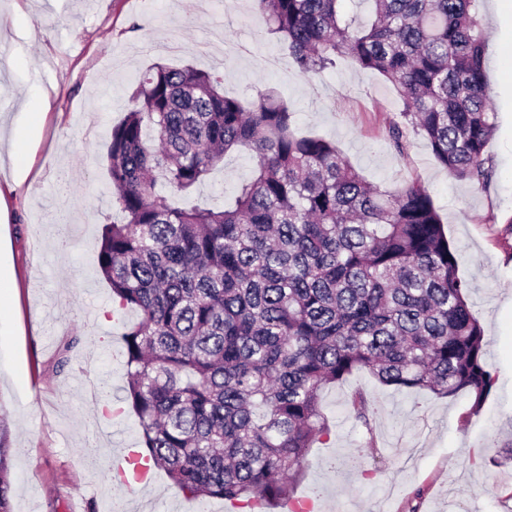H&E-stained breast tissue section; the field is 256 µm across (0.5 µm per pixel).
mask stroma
Listing matches in <instances>:
<instances>
[{
	"instance_id": "1",
	"label": "stroma",
	"mask_w": 512,
	"mask_h": 512,
	"mask_svg": "<svg viewBox=\"0 0 512 512\" xmlns=\"http://www.w3.org/2000/svg\"><path fill=\"white\" fill-rule=\"evenodd\" d=\"M486 71L496 131L486 156L492 177L481 188L448 174L427 141L410 134L405 154L388 138L398 116L392 86L337 58L305 77L253 16L252 0H0V263L12 274L0 303V412L10 424L13 512H195L156 471L146 487L112 484V429L137 442L133 412L109 419L89 388L111 374L110 399L123 397L121 327L104 316L108 283L95 251L112 211L109 133L125 115L138 77L154 63L192 65L224 75L229 94L274 89L297 128L334 141L369 182L419 181L432 195L458 272L484 331L495 379L479 413L464 392L439 398L379 385L357 372L322 397L331 433L315 443L295 494L315 512H512V465L484 456L512 443V77L505 63L496 0H480ZM39 134L27 149L30 171L15 183L7 136L28 121ZM255 160L242 150L200 187V203L223 205ZM99 316L86 323V285ZM79 342L63 369L55 355ZM363 389L371 428L348 412Z\"/></svg>"
}]
</instances>
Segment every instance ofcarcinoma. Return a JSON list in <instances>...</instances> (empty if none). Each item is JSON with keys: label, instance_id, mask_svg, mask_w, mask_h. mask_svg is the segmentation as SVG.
<instances>
[{"label": "carcinoma", "instance_id": "carcinoma-1", "mask_svg": "<svg viewBox=\"0 0 512 512\" xmlns=\"http://www.w3.org/2000/svg\"><path fill=\"white\" fill-rule=\"evenodd\" d=\"M298 72L346 57L395 90L406 132L457 179L483 187L495 127L479 0H252ZM107 160L112 208L95 266L122 325V403L141 456L184 494L272 508L329 435L322 393L356 371L379 383L461 391L480 411L494 379L483 328L441 217L417 181L371 185L324 137L295 127L273 90L248 101L224 75L156 63L139 79ZM238 149L255 165L221 208L194 192ZM371 429L362 389L346 399ZM0 415V512L11 510Z\"/></svg>", "mask_w": 512, "mask_h": 512}]
</instances>
